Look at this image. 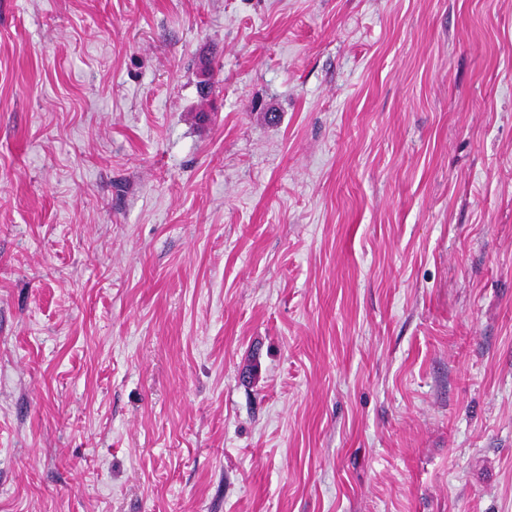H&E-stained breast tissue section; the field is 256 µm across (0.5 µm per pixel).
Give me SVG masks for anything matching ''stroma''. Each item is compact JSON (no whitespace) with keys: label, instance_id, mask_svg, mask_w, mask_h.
I'll return each mask as SVG.
<instances>
[{"label":"stroma","instance_id":"stroma-1","mask_svg":"<svg viewBox=\"0 0 512 512\" xmlns=\"http://www.w3.org/2000/svg\"><path fill=\"white\" fill-rule=\"evenodd\" d=\"M0 512H512V0H0Z\"/></svg>","mask_w":512,"mask_h":512}]
</instances>
